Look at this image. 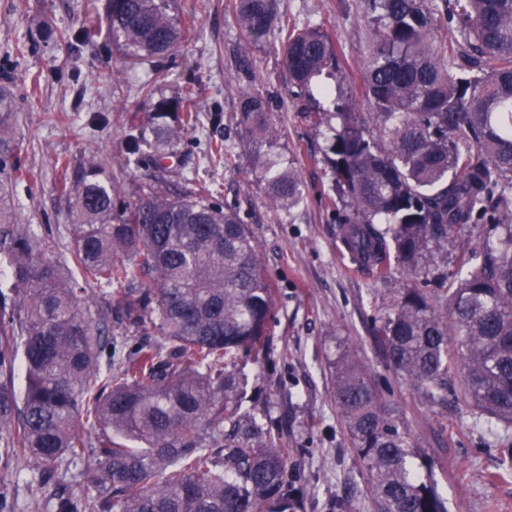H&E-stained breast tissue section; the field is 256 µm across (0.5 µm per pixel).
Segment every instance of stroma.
Listing matches in <instances>:
<instances>
[{
    "instance_id": "obj_1",
    "label": "stroma",
    "mask_w": 512,
    "mask_h": 512,
    "mask_svg": "<svg viewBox=\"0 0 512 512\" xmlns=\"http://www.w3.org/2000/svg\"><path fill=\"white\" fill-rule=\"evenodd\" d=\"M105 0H0V72L14 79V129L20 163L30 176L11 182L0 204L12 208L42 243L46 255L63 258L72 247L71 198L59 184V160L71 168L95 162L118 175L120 199H136L148 171L127 160L126 114L150 118L152 104L141 84L172 99L186 85L198 93L201 123L188 131L166 159L165 177L178 186L193 181L222 203L235 206L260 249L274 305L262 348L245 359L247 392L255 411L274 420L288 450V466L305 497L304 512H379L365 461L353 448L333 398V364L345 350H360L389 405L410 432L420 461L448 502V512H512V470L501 450L512 444V429L475 420L466 404L449 397L432 406L406 376L389 366L373 339L375 320L387 315L401 288L414 282L401 266L379 279L353 269L339 242L336 218L324 205L333 184L323 160L321 133L304 122L299 102L286 88L277 37L253 48L252 93L271 98L283 143L302 180L303 200L275 209L265 183L252 171L238 126L237 90L240 33L227 0H175L179 20H192L197 34L159 63L130 64L115 52L106 27L83 37L79 51L67 42L42 39L43 26L78 31L84 15ZM363 0H277L279 12L297 25L324 23L343 57L346 78L331 79L334 106L365 111L350 90L369 48ZM33 49L17 55V46ZM221 140L238 156L237 169L210 162L207 143ZM89 462L63 465L43 481L28 461L0 463V483L10 486L20 512H47L48 493L87 489Z\"/></svg>"
}]
</instances>
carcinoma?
Masks as SVG:
<instances>
[{"mask_svg":"<svg viewBox=\"0 0 512 512\" xmlns=\"http://www.w3.org/2000/svg\"><path fill=\"white\" fill-rule=\"evenodd\" d=\"M173 0H107L111 44L130 61L162 59L184 41ZM244 48L281 42L287 87L310 92L344 72L323 25L300 29L277 0H232ZM373 39L355 93L366 112L300 113L324 127L336 224L361 268L392 264L419 279L374 326L387 362L425 402H448L449 381L476 418L512 428V0H364ZM455 38L448 41V27ZM13 78L0 77V175L26 176L14 136ZM193 85L153 104L152 139L132 115L125 147L141 144L159 172L197 127ZM239 119L255 173L284 211L302 200L294 163L266 100L242 88ZM210 161L236 155L210 141ZM73 189L71 263L106 287L107 310L133 340L102 336L84 290L45 255L16 214L0 207V460L21 457L44 475L92 458L81 496L53 512H300L296 477L277 425L257 423L237 398L240 352L262 345L273 306L257 242L236 208L194 184L172 192L157 174L118 209L112 171L90 165ZM484 226L480 252L453 274L423 277L455 233ZM108 357L107 370L101 359ZM25 371L23 395L13 376ZM333 393L366 461L380 512H448L437 486L411 467L415 442L370 368L353 351L334 363ZM99 431L92 442L86 427Z\"/></svg>","mask_w":512,"mask_h":512,"instance_id":"1","label":"carcinoma"}]
</instances>
